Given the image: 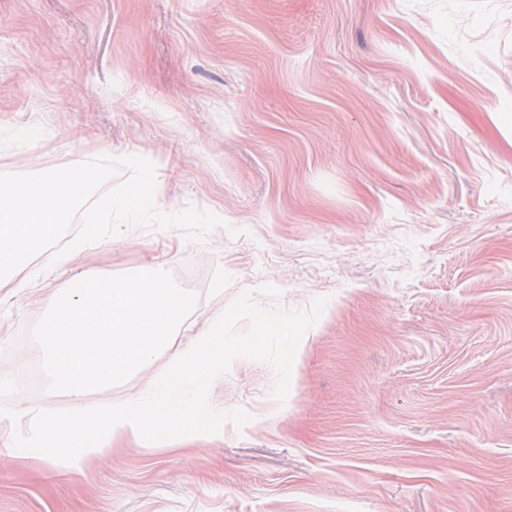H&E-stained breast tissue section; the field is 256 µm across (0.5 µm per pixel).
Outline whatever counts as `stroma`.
<instances>
[{"mask_svg": "<svg viewBox=\"0 0 512 512\" xmlns=\"http://www.w3.org/2000/svg\"><path fill=\"white\" fill-rule=\"evenodd\" d=\"M100 155L225 225L39 254L0 281V375L38 367L31 326L77 273L203 283L90 407L150 391L243 293L327 304L285 402L250 359L212 383L243 429L111 435L73 472L0 420V512H512V0H0V173Z\"/></svg>", "mask_w": 512, "mask_h": 512, "instance_id": "1", "label": "stroma"}]
</instances>
